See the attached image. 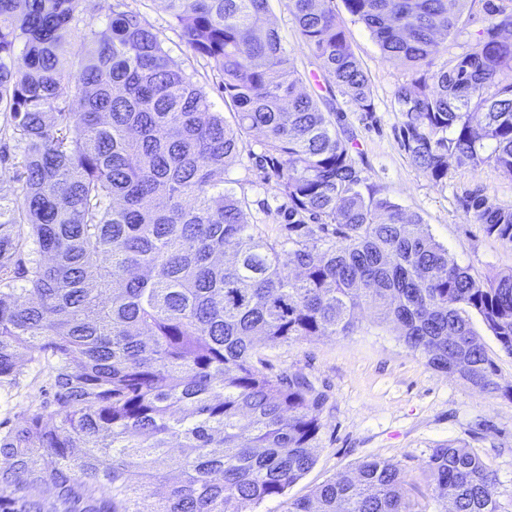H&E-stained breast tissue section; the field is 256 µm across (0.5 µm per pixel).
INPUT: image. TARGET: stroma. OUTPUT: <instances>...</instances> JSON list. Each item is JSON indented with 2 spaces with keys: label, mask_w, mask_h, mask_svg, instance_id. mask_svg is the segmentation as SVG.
<instances>
[{
  "label": "stroma",
  "mask_w": 512,
  "mask_h": 512,
  "mask_svg": "<svg viewBox=\"0 0 512 512\" xmlns=\"http://www.w3.org/2000/svg\"><path fill=\"white\" fill-rule=\"evenodd\" d=\"M486 0H473L457 31L439 37L434 68H442L476 42L489 24ZM351 49L373 87V109L360 111L340 88L329 87L318 61L301 42L284 0H269L268 20L280 34L305 77V89L333 110L338 130L352 137L354 156L367 185L421 216L424 226L448 250L449 258L486 281L512 270V245L487 235L464 208L466 196L483 189L493 203L512 205V179L494 165L476 168L449 161L448 176L436 183L412 162L402 144L403 121L394 104L398 86L411 71L386 60L365 26L343 0H333ZM138 13L158 33L168 54L209 95L214 111H224L219 77L206 60L186 46L164 0H84L82 18L96 25L112 11ZM260 135H252L242 156L224 173L225 191L244 198L246 217L270 238L284 236L288 201L270 170L260 162ZM362 327L350 336L307 339L260 350L267 372L306 376L324 398L316 463L285 495L263 501L253 512H285L289 501L312 494L322 484L372 459L392 460L405 471L411 512H441L432 497L425 461L431 448L453 444L477 454L497 478L499 512H512V355L504 351L480 317H473L488 356L497 368L499 391L482 392L457 376L429 365L392 326L377 324L373 310L362 311ZM45 377L38 366H23L18 382L0 387V424L21 420L44 398Z\"/></svg>",
  "instance_id": "1"
}]
</instances>
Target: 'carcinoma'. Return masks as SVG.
Masks as SVG:
<instances>
[{
    "mask_svg": "<svg viewBox=\"0 0 512 512\" xmlns=\"http://www.w3.org/2000/svg\"><path fill=\"white\" fill-rule=\"evenodd\" d=\"M166 2L230 117L139 14L88 24L73 71L57 46L82 0H0V141L20 183L19 198L0 195V386L29 362L50 387L0 431V512H243L283 495L316 461L321 403L304 377L259 368L258 351L351 335L365 306L482 391L498 388L496 368L471 314L512 354V272L475 278L365 185L269 0ZM331 2L285 5L327 80L368 112L370 79ZM344 2L418 74L395 92L415 166L438 183L454 157L512 179V9L487 0L484 35L433 71L437 36L470 0ZM254 131L288 199L281 240L224 192ZM465 208L512 243L511 206L474 191ZM425 466L449 512H498L496 476L470 450L440 445ZM287 512H409L403 471L365 461Z\"/></svg>",
    "mask_w": 512,
    "mask_h": 512,
    "instance_id": "carcinoma-1",
    "label": "carcinoma"
}]
</instances>
